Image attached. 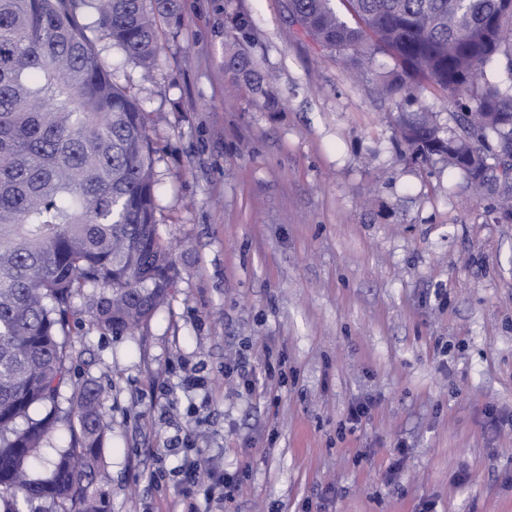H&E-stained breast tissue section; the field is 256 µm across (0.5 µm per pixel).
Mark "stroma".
I'll use <instances>...</instances> for the list:
<instances>
[{
    "label": "stroma",
    "instance_id": "1",
    "mask_svg": "<svg viewBox=\"0 0 512 512\" xmlns=\"http://www.w3.org/2000/svg\"><path fill=\"white\" fill-rule=\"evenodd\" d=\"M179 3L152 79L109 55L175 288L133 332L84 294L69 325L59 406L104 391L107 512H180L187 459L241 479L228 512H512V221L445 158L399 157L390 55L355 80L285 0ZM238 19L257 87L225 68Z\"/></svg>",
    "mask_w": 512,
    "mask_h": 512
}]
</instances>
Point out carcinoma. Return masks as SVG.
<instances>
[{
  "instance_id": "cac0c4a2",
  "label": "carcinoma",
  "mask_w": 512,
  "mask_h": 512,
  "mask_svg": "<svg viewBox=\"0 0 512 512\" xmlns=\"http://www.w3.org/2000/svg\"><path fill=\"white\" fill-rule=\"evenodd\" d=\"M341 2L342 12L336 0H288L287 11L360 69L374 60L367 39L391 54L379 91L394 101L400 153L446 157L512 217V0ZM177 12V0H0V512H106L90 491L107 427L98 388L74 393L77 445L47 477L28 471L56 431L77 296L95 289L94 322L117 334L149 323L173 288L144 110L114 81L101 42L148 75L157 18ZM226 66L251 77L235 36ZM488 66L509 79L491 81ZM421 78L459 95L455 129L408 111ZM35 405L47 408L38 419Z\"/></svg>"
}]
</instances>
